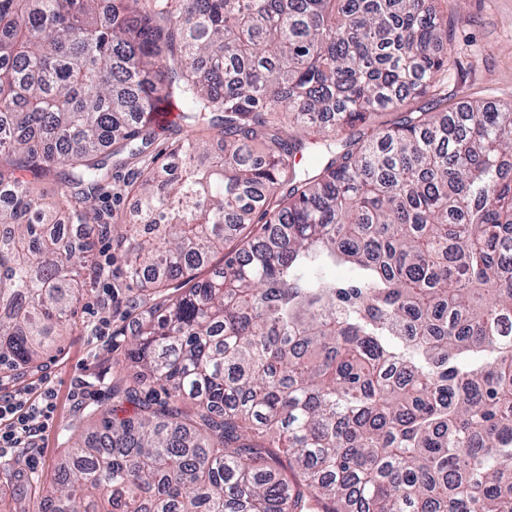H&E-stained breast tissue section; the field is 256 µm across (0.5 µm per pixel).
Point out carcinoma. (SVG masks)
I'll use <instances>...</instances> for the list:
<instances>
[{
    "label": "carcinoma",
    "instance_id": "1",
    "mask_svg": "<svg viewBox=\"0 0 512 512\" xmlns=\"http://www.w3.org/2000/svg\"><path fill=\"white\" fill-rule=\"evenodd\" d=\"M437 2L0 0V372L66 335L96 237L150 295L38 512H512V103L407 108L459 54ZM167 133L179 172L92 223ZM167 139L160 136L146 151V156L131 159L120 170L119 177H114L112 183L100 191L92 200L94 210L109 216L117 217L120 213L128 212L135 204L134 199L127 193V176L131 172L144 170L147 167H157L166 163L165 152ZM112 223V219H108Z\"/></svg>",
    "mask_w": 512,
    "mask_h": 512
}]
</instances>
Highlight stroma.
I'll return each mask as SVG.
<instances>
[{"label":"stroma","mask_w":512,"mask_h":512,"mask_svg":"<svg viewBox=\"0 0 512 512\" xmlns=\"http://www.w3.org/2000/svg\"><path fill=\"white\" fill-rule=\"evenodd\" d=\"M441 8L449 43L468 48L445 87L449 101L512 102V0H443ZM166 147V139L158 138L145 156L129 160L118 177L96 194L94 210L108 217L128 212L134 205L126 188L128 175L160 166ZM92 258L104 267V275L77 302L69 335L46 356L43 370L30 377L34 383L49 380L57 390L55 420L41 447L12 449L0 457L12 468L9 484L0 490L5 512H31L35 488L49 484L54 476L65 449L66 427L87 410L111 408V384L127 371L125 332L130 323L116 312L142 293L134 287H118L112 278L111 237L95 240Z\"/></svg>","instance_id":"35a3bbf8"}]
</instances>
